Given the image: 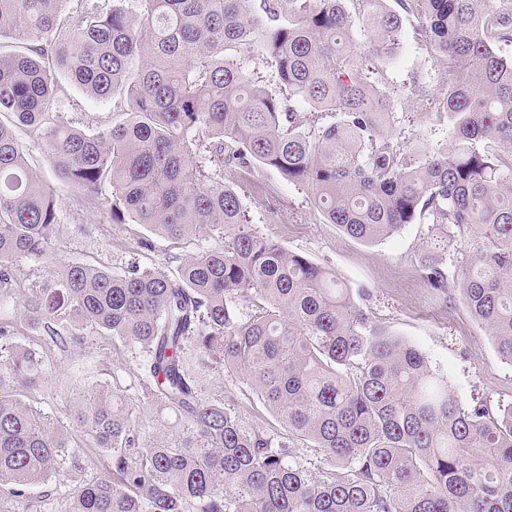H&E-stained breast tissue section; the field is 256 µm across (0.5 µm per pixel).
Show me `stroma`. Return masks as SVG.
<instances>
[{"instance_id": "obj_1", "label": "stroma", "mask_w": 512, "mask_h": 512, "mask_svg": "<svg viewBox=\"0 0 512 512\" xmlns=\"http://www.w3.org/2000/svg\"><path fill=\"white\" fill-rule=\"evenodd\" d=\"M417 16L404 21L401 49L387 70L382 89L395 112L393 132L404 140H424L430 147L449 143L448 127L425 112V99L438 86L444 65L438 54L417 40ZM58 105L64 121L90 132L111 126L117 119L113 102L82 97L67 88ZM243 207L253 228L289 251L328 267L351 288L365 289L366 307L395 337L421 350L432 369L448 380V387L469 405L476 401L491 407L512 404V364L502 360L487 331L475 322L458 300L430 288L420 267V256L430 235L426 224L405 225L394 235L364 244L345 235L336 225L323 223L309 192L284 180L276 170H259L243 182ZM60 224L48 263L28 267L30 282L49 280L53 272L70 263L108 267L122 272L147 267L169 256L185 257L213 248L214 240L192 236L180 243L150 235L140 224H114L102 210L83 207L68 191H60ZM149 238L151 250L139 242ZM54 368L46 385L28 401L60 424H68L80 392L103 382L126 387L133 384L138 360L127 347L111 337L87 332L78 343L54 351ZM204 397H223L243 419L258 421L266 411L237 376L212 370L198 380ZM91 465L65 469L23 498L0 493L7 512H35L41 496L60 501L74 485L100 474L105 455L90 450Z\"/></svg>"}]
</instances>
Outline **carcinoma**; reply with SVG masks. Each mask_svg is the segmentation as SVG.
I'll return each instance as SVG.
<instances>
[{
  "label": "carcinoma",
  "instance_id": "carcinoma-1",
  "mask_svg": "<svg viewBox=\"0 0 512 512\" xmlns=\"http://www.w3.org/2000/svg\"><path fill=\"white\" fill-rule=\"evenodd\" d=\"M405 14L446 61L427 111L448 121L449 150L395 140L373 80L397 55ZM357 23L375 38L370 55L350 40ZM257 40L277 92L229 55ZM498 43H512L501 0H0V308L23 296L26 267L49 259L59 226L56 187L17 129L112 223L221 241L174 271L65 265L27 299L44 330L37 349L0 321V488L22 498L80 457L24 397L44 384L52 348L91 329L139 352V387L174 423L148 438L139 398L107 384L85 392L72 427L109 465L65 512H512V406L462 405L363 307L364 290L260 234L224 183L226 167L272 168L365 244L431 225L424 279L457 289L512 363V60ZM57 72L126 103V118L94 133L55 119ZM463 247L469 263L451 279L448 252ZM221 365L281 431L202 397L199 376ZM297 442L326 464L298 461Z\"/></svg>",
  "mask_w": 512,
  "mask_h": 512
}]
</instances>
